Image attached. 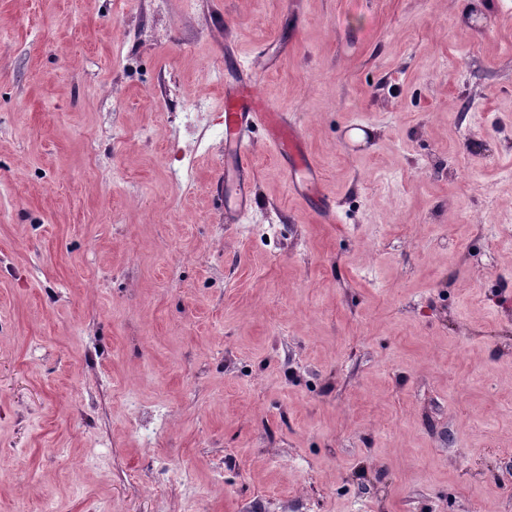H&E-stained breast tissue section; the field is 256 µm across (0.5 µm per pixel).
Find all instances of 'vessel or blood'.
<instances>
[{
	"mask_svg": "<svg viewBox=\"0 0 512 512\" xmlns=\"http://www.w3.org/2000/svg\"><path fill=\"white\" fill-rule=\"evenodd\" d=\"M259 123L267 127L279 155L290 159L289 177L298 196L312 200L322 195L300 131L281 113L268 111L252 87L242 86L224 95L225 155L236 173L224 186L225 213L233 220L248 214L254 205L249 145L250 132Z\"/></svg>",
	"mask_w": 512,
	"mask_h": 512,
	"instance_id": "b4317fda",
	"label": "vessel or blood"
}]
</instances>
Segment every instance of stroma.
Instances as JSON below:
<instances>
[{"mask_svg": "<svg viewBox=\"0 0 512 512\" xmlns=\"http://www.w3.org/2000/svg\"><path fill=\"white\" fill-rule=\"evenodd\" d=\"M482 3L0 0V512H512V0ZM242 85L331 221L259 126L226 223ZM262 122L268 129L279 155L291 161L289 177L298 196L302 199L322 198L321 185L313 170L312 161L300 131L279 112H269L251 86H241L236 91L224 93V144L225 155L231 159L235 179L225 181L226 219L238 220L248 214L254 205V195L249 157L250 132ZM230 181H232L230 183ZM230 183V184H229Z\"/></svg>", "mask_w": 512, "mask_h": 512, "instance_id": "35a3bbf8", "label": "stroma"}]
</instances>
